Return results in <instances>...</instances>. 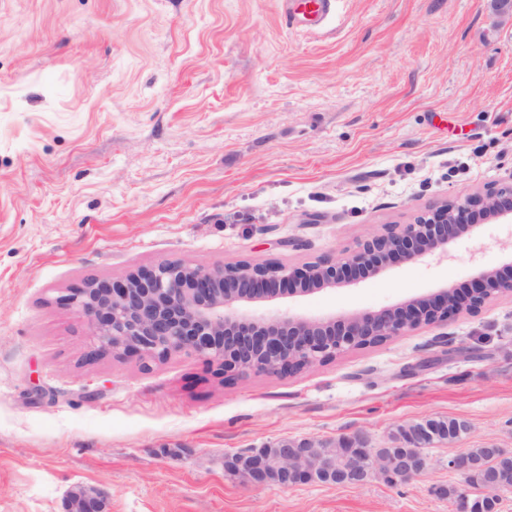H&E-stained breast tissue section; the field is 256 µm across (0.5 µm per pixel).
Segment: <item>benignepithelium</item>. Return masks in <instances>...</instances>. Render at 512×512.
Returning a JSON list of instances; mask_svg holds the SVG:
<instances>
[{"mask_svg": "<svg viewBox=\"0 0 512 512\" xmlns=\"http://www.w3.org/2000/svg\"><path fill=\"white\" fill-rule=\"evenodd\" d=\"M512 221V184L490 185L461 202L434 205L411 224H390L369 234L348 254L323 256L298 268L276 263L205 268L166 260L114 279L86 280L57 298L83 317L93 344L89 360L105 354L165 361L191 353L226 380L251 374L286 376L322 365L336 355L440 324L452 314L474 313L473 301L512 296V276L496 269L480 272L466 290L446 287L376 311L306 318L287 303L338 287L356 285L400 263L448 252L457 241L476 235L491 220ZM342 466L324 470L333 486L349 479L362 486L370 478H414L430 468L407 457H385L369 448L368 436L347 437ZM314 448L336 457V447L312 439L281 440L266 460L265 448H251L224 459V469L255 485L290 487L317 481L308 456ZM477 462L462 453L448 468L467 473ZM65 512H108L102 491L81 486L71 491Z\"/></svg>", "mask_w": 512, "mask_h": 512, "instance_id": "7a95c632", "label": "benign epithelium"}]
</instances>
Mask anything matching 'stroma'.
<instances>
[{
	"instance_id": "1",
	"label": "stroma",
	"mask_w": 512,
	"mask_h": 512,
	"mask_svg": "<svg viewBox=\"0 0 512 512\" xmlns=\"http://www.w3.org/2000/svg\"><path fill=\"white\" fill-rule=\"evenodd\" d=\"M512 176V20L490 0H0V512H455L449 457L512 449V297L291 376L223 382L194 355L88 362L57 299L181 259L294 268ZM293 247H285V240ZM512 223L447 255L291 300L377 310L507 270ZM453 415L423 475L255 486L226 456ZM333 0H286L288 25L319 28L332 13ZM425 421L429 423L435 434L429 447L435 443L453 444L468 430L467 423L457 417H434ZM65 512H108L105 496L95 487H78L68 495Z\"/></svg>"
}]
</instances>
